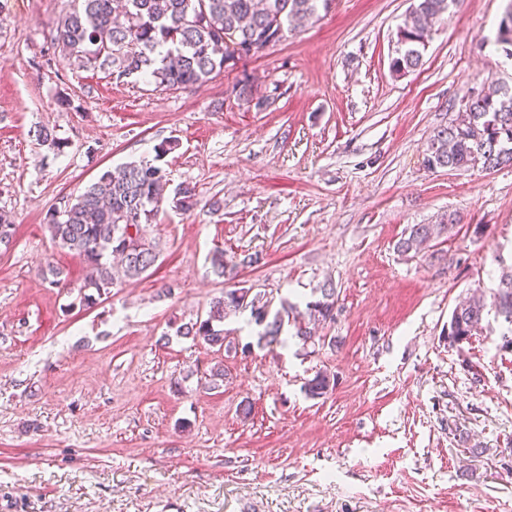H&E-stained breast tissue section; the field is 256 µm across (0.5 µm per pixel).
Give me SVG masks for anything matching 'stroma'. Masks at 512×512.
Listing matches in <instances>:
<instances>
[{
  "label": "stroma",
  "instance_id": "stroma-1",
  "mask_svg": "<svg viewBox=\"0 0 512 512\" xmlns=\"http://www.w3.org/2000/svg\"><path fill=\"white\" fill-rule=\"evenodd\" d=\"M410 4L334 0L238 67L162 91L57 55L70 0H0V212L16 225L0 250V512H512L507 325L491 312L462 346L447 336L458 301L492 298L512 265V168L425 166L463 100L512 85L495 43L507 0H457L422 66L396 77ZM245 73L266 108L236 100ZM44 126L63 149L39 140ZM165 140L176 147L156 158ZM144 158L167 179L157 260L82 306L88 268L45 215ZM182 184L197 194L187 211L170 202ZM451 214L438 256L395 250L407 225ZM218 247L258 256L237 280L275 302L333 282L336 319L318 333L339 347L253 346L246 312L226 321L244 355L172 336L221 294ZM49 263L67 287L43 279ZM219 362L224 384L208 389ZM319 371L335 385L312 399Z\"/></svg>",
  "mask_w": 512,
  "mask_h": 512
}]
</instances>
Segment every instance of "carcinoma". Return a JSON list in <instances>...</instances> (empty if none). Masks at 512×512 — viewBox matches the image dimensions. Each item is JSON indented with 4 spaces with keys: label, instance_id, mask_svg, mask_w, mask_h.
<instances>
[{
    "label": "carcinoma",
    "instance_id": "obj_1",
    "mask_svg": "<svg viewBox=\"0 0 512 512\" xmlns=\"http://www.w3.org/2000/svg\"><path fill=\"white\" fill-rule=\"evenodd\" d=\"M73 10L62 16L52 32L53 47L82 69H99L110 76L144 81L163 90L188 89L233 68L250 52L275 44L286 34L299 31L328 11L333 0H74ZM455 0H413L396 33L390 72L403 76L422 65L423 51L434 19L447 13ZM496 42L512 46V0L500 20ZM237 99L260 109L269 98L258 96L249 76L235 87ZM426 163L430 169L448 168L458 172H493L512 165V88L483 87L468 97L448 125L434 130ZM166 175L149 161L131 163L121 171L103 172L97 180L62 210L51 209L45 223L52 240L81 258L90 274L79 287L80 303L92 307L117 287L109 257L123 256V275L135 278L148 269L156 255L142 251L130 259L124 256L128 229L147 237L163 201ZM175 207L188 210L197 204L195 189L184 185L173 197ZM457 224L445 218L438 224H411L400 240L401 253H418L431 247ZM15 224L0 212V246L9 249ZM257 258L238 260L223 250L210 257L214 276L224 280L237 277L238 268L250 266ZM316 299L306 309L284 302L272 310L270 302L251 295L249 288H231L214 297L205 315L176 328V335L202 340L220 350L231 348L224 320L230 310H250L257 327L259 346L287 343L285 326L303 345L336 338L316 336L315 326L335 319L339 293L331 282L316 289ZM498 315L512 325V270L502 272L493 294ZM486 304L473 295L457 305L448 322L450 342H466L482 332ZM331 387L330 375L318 372L304 384L311 398H320Z\"/></svg>",
    "mask_w": 512,
    "mask_h": 512
}]
</instances>
